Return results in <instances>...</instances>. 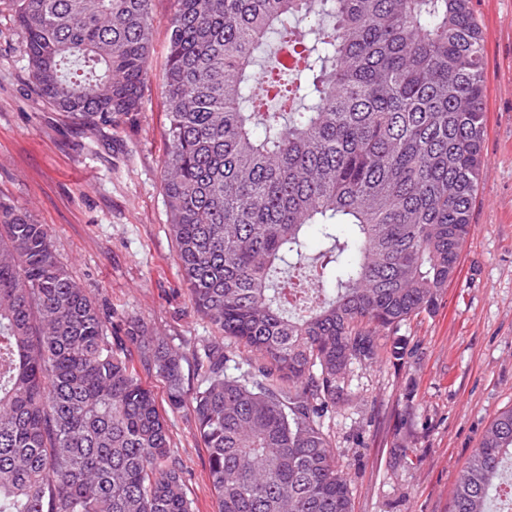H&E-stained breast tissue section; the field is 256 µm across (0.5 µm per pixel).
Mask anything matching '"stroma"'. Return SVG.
I'll return each instance as SVG.
<instances>
[{
	"mask_svg": "<svg viewBox=\"0 0 512 512\" xmlns=\"http://www.w3.org/2000/svg\"><path fill=\"white\" fill-rule=\"evenodd\" d=\"M473 4L486 78L474 231L436 308L394 329L407 344L404 359L383 352L351 366L344 399L323 420L353 512H451L459 470L493 418L512 407V0ZM173 8V0H152L143 107L113 129L74 123L37 96L23 31L0 9V201L47 225L113 335L136 320L183 353L193 388L196 345L223 342L236 361L246 352L195 312L168 228L163 65ZM141 378L167 414L195 512H215L207 451L189 410L170 411L164 382L148 371Z\"/></svg>",
	"mask_w": 512,
	"mask_h": 512,
	"instance_id": "35a3bbf8",
	"label": "stroma"
}]
</instances>
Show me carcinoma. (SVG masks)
<instances>
[{
    "mask_svg": "<svg viewBox=\"0 0 512 512\" xmlns=\"http://www.w3.org/2000/svg\"><path fill=\"white\" fill-rule=\"evenodd\" d=\"M151 2L0 0L39 98L94 127L141 111ZM173 2L170 232L196 312L256 359L207 343L185 387L184 356L112 336L47 226L0 201V512H194L140 367L190 409L217 512H352L322 418L380 330L435 309L474 231L483 30L472 0ZM507 460L512 408L451 512L511 504Z\"/></svg>",
    "mask_w": 512,
    "mask_h": 512,
    "instance_id": "obj_1",
    "label": "carcinoma"
}]
</instances>
